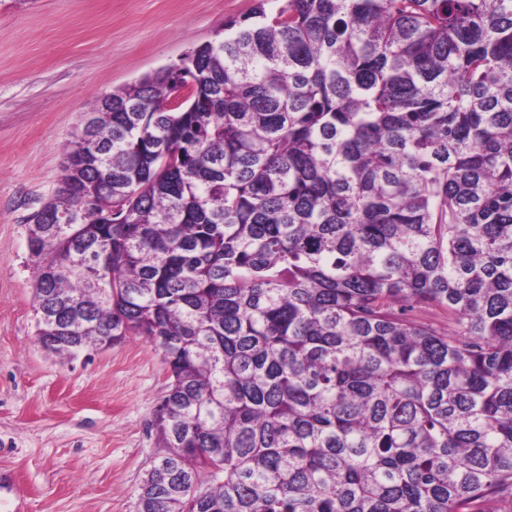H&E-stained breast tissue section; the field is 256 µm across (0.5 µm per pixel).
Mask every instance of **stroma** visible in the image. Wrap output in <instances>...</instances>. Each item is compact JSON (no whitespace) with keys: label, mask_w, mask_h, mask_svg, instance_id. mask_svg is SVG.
I'll use <instances>...</instances> for the list:
<instances>
[{"label":"stroma","mask_w":512,"mask_h":512,"mask_svg":"<svg viewBox=\"0 0 512 512\" xmlns=\"http://www.w3.org/2000/svg\"><path fill=\"white\" fill-rule=\"evenodd\" d=\"M256 0H0V472L24 512H134L168 384L144 337L63 361L36 340L29 218L100 95L213 40Z\"/></svg>","instance_id":"stroma-1"}]
</instances>
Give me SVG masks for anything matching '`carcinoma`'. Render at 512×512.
Segmentation results:
<instances>
[{
    "mask_svg": "<svg viewBox=\"0 0 512 512\" xmlns=\"http://www.w3.org/2000/svg\"><path fill=\"white\" fill-rule=\"evenodd\" d=\"M107 97L28 249L41 347L167 366L135 512L512 504V0H259Z\"/></svg>",
    "mask_w": 512,
    "mask_h": 512,
    "instance_id": "obj_1",
    "label": "carcinoma"
}]
</instances>
